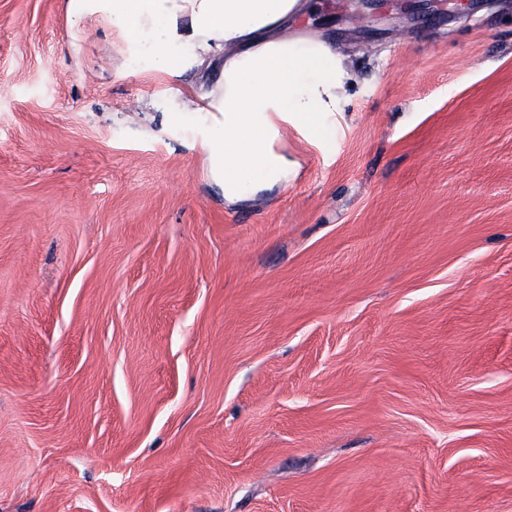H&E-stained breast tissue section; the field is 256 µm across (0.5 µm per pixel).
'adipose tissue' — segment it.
Listing matches in <instances>:
<instances>
[{
	"label": "adipose tissue",
	"mask_w": 512,
	"mask_h": 512,
	"mask_svg": "<svg viewBox=\"0 0 512 512\" xmlns=\"http://www.w3.org/2000/svg\"><path fill=\"white\" fill-rule=\"evenodd\" d=\"M315 0H69L75 18L108 19L144 49L154 70L181 76L221 64L209 92L179 99L178 112H216L223 133L208 146L211 170L233 205L285 181L297 168L279 148L288 129L309 140L341 111L356 81L345 56L316 34L294 30ZM186 47L183 55L173 54Z\"/></svg>",
	"instance_id": "adipose-tissue-1"
}]
</instances>
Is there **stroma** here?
Listing matches in <instances>:
<instances>
[{
	"label": "stroma",
	"instance_id": "1",
	"mask_svg": "<svg viewBox=\"0 0 512 512\" xmlns=\"http://www.w3.org/2000/svg\"><path fill=\"white\" fill-rule=\"evenodd\" d=\"M358 82L234 204L217 67L0 0V512H512V0H321Z\"/></svg>",
	"mask_w": 512,
	"mask_h": 512
}]
</instances>
